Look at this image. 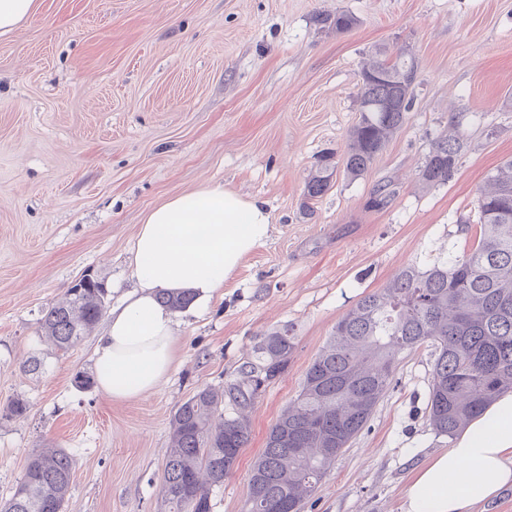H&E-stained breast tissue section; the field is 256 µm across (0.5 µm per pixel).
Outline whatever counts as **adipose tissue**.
<instances>
[{"label": "adipose tissue", "mask_w": 512, "mask_h": 512, "mask_svg": "<svg viewBox=\"0 0 512 512\" xmlns=\"http://www.w3.org/2000/svg\"><path fill=\"white\" fill-rule=\"evenodd\" d=\"M263 200L204 186L168 199L145 217L133 249L136 288L113 309L95 349L98 388L115 401L142 397L168 376L175 314L162 291L210 299L268 236ZM512 484V393L499 396L448 448L417 468L402 512H471Z\"/></svg>", "instance_id": "adipose-tissue-1"}]
</instances>
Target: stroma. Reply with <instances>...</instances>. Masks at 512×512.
<instances>
[{
    "mask_svg": "<svg viewBox=\"0 0 512 512\" xmlns=\"http://www.w3.org/2000/svg\"><path fill=\"white\" fill-rule=\"evenodd\" d=\"M339 11L356 25L317 24ZM379 47L418 63L407 120L362 176L337 173L305 201L319 157L345 153ZM455 121L452 178L422 184L432 141ZM510 158L512 0H38L0 36V495L33 452L62 448L74 459L66 512H166L176 409L224 390L263 335L290 324L288 367L261 388L250 443L211 493L212 512H243L266 436L339 318L400 269L469 249L475 233L460 226ZM386 183L390 202L369 208ZM204 185L264 200L269 237L208 302L178 310L167 379L112 401L82 382L107 318L66 351L40 320L86 274L117 306L135 287L146 214ZM433 363L427 344L401 355L305 512H402L413 469L450 444L425 412Z\"/></svg>",
    "mask_w": 512,
    "mask_h": 512,
    "instance_id": "obj_1",
    "label": "stroma"
}]
</instances>
